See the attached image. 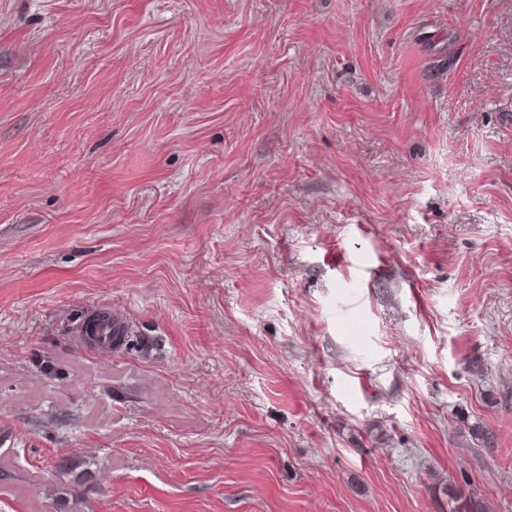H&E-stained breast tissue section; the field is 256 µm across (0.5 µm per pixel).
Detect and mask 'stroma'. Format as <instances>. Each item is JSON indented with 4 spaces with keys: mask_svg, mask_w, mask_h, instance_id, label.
Wrapping results in <instances>:
<instances>
[{
    "mask_svg": "<svg viewBox=\"0 0 512 512\" xmlns=\"http://www.w3.org/2000/svg\"><path fill=\"white\" fill-rule=\"evenodd\" d=\"M0 428V512H512V0H0Z\"/></svg>",
    "mask_w": 512,
    "mask_h": 512,
    "instance_id": "1",
    "label": "stroma"
}]
</instances>
